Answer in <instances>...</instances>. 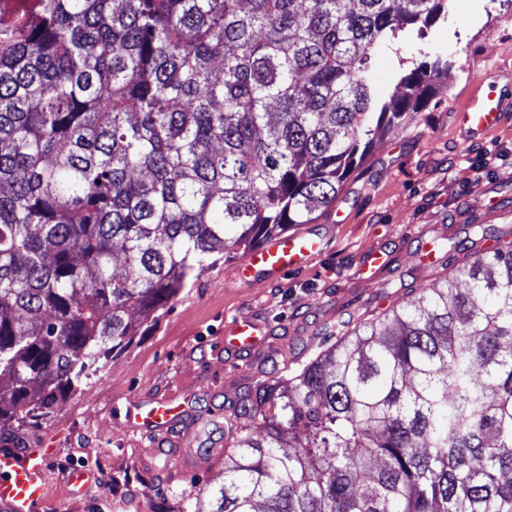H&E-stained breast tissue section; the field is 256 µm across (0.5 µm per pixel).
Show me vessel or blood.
I'll return each instance as SVG.
<instances>
[{
  "label": "vessel or blood",
  "mask_w": 512,
  "mask_h": 512,
  "mask_svg": "<svg viewBox=\"0 0 512 512\" xmlns=\"http://www.w3.org/2000/svg\"><path fill=\"white\" fill-rule=\"evenodd\" d=\"M455 119L468 136L481 137L500 123V103L489 97L473 100ZM323 245V236L313 232L273 238L247 254L235 271V279L248 283L256 276L275 277L303 266L322 252ZM182 416L178 406L162 398L146 414H135L134 419L154 426L175 423ZM51 454L48 448H13L0 453V512H40L49 492L46 472Z\"/></svg>",
  "instance_id": "obj_1"
}]
</instances>
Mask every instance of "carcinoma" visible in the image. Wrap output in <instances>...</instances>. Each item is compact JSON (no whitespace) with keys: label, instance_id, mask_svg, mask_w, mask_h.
Returning <instances> with one entry per match:
<instances>
[{"label":"carcinoma","instance_id":"obj_1","mask_svg":"<svg viewBox=\"0 0 512 512\" xmlns=\"http://www.w3.org/2000/svg\"><path fill=\"white\" fill-rule=\"evenodd\" d=\"M449 2L0 0V428L333 204L452 68L386 100L369 61ZM469 236L496 246L257 384L195 512H512V228Z\"/></svg>","mask_w":512,"mask_h":512}]
</instances>
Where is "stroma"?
Here are the masks:
<instances>
[{
  "label": "stroma",
  "instance_id": "35a3bbf8",
  "mask_svg": "<svg viewBox=\"0 0 512 512\" xmlns=\"http://www.w3.org/2000/svg\"><path fill=\"white\" fill-rule=\"evenodd\" d=\"M447 55L453 68L419 117L388 131L336 201L310 228L326 233L322 254L273 280L234 282V261L190 279L92 386L48 418L0 431V449H54L50 494L40 512H186L190 498L224 474V418L266 376L308 361L337 322L411 300L451 262L441 250L468 225H512V0H455L424 38L404 39L370 61L393 91L391 73ZM483 86H475L477 75ZM502 98L505 120L470 140L454 114L478 94ZM389 256L376 274L370 256ZM264 328L240 350L224 330L237 320ZM169 398L185 404L187 426H135L130 410ZM87 467L89 485L65 472Z\"/></svg>",
  "mask_w": 512,
  "mask_h": 512
}]
</instances>
